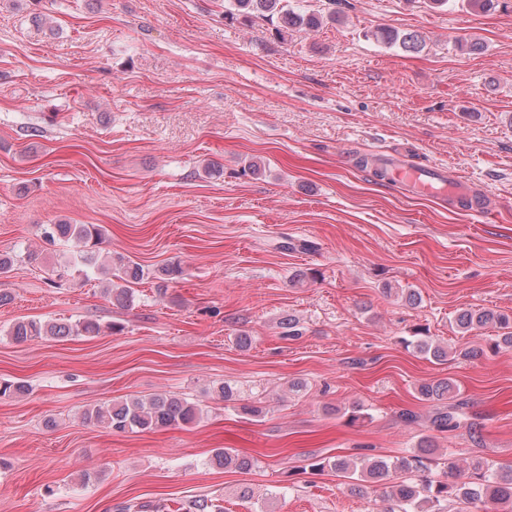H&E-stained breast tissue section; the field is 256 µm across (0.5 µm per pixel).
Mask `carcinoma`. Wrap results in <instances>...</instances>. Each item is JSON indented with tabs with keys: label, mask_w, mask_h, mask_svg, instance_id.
<instances>
[{
	"label": "carcinoma",
	"mask_w": 512,
	"mask_h": 512,
	"mask_svg": "<svg viewBox=\"0 0 512 512\" xmlns=\"http://www.w3.org/2000/svg\"><path fill=\"white\" fill-rule=\"evenodd\" d=\"M231 8L224 11V18L231 21L239 19L253 23L258 19L276 20V33L286 39L288 33L296 30H314L321 27L325 20H336V11L323 15L319 11L297 12L286 5V0H229ZM468 6L475 11H490L496 8L508 9L509 0H468ZM376 40L400 48L408 54L421 52L425 39L416 31L399 32L382 27L373 33ZM105 230L99 224H49L44 229V238L48 241L64 239L76 243V256L73 267L79 272L89 273L98 268L106 270L121 284L106 289L112 304L121 308L133 305L135 296L128 284L143 279L144 267L134 259L119 255L113 263L104 266L99 263L96 246L102 243ZM182 273L180 266L165 265L154 271L157 290L162 291L167 283ZM455 325L460 332L467 334L487 328L496 330L490 338L488 348L465 347L449 349L429 340L421 330H416L413 339L404 343L418 352L443 364L450 360L474 359L485 354V350L497 352L512 348V316L486 308H467L458 312ZM280 326L284 337L297 339L302 336L300 321L293 315L282 317ZM101 327L93 321L75 322H37L21 320L13 324L8 335L15 342H27L43 337L95 336ZM456 386L447 378L434 379L418 388L417 399L421 401H447L446 410L431 418L432 427L439 432L456 430L463 425L459 409L461 403L455 400ZM219 396L226 403H240L237 389L226 382L218 388ZM240 409L246 414L260 417L263 407L251 402L240 403ZM204 410L200 403L175 393H158L149 397H133L111 403L95 404L82 413L83 422L95 427L108 428L117 433L144 432L164 429L171 426L191 425L198 422ZM434 445L422 437L409 455L396 460L382 457H370L357 463L346 457L332 461L324 460L312 464V469L321 471L330 467L341 474L347 486L354 494L365 495L372 484L389 481L388 499L392 502L390 512H443L444 505L455 507V512H466L476 503H491L493 512H512V463L494 464L484 457H476L466 462L470 472L467 480L460 481L461 470L448 458V476L450 479L432 480L426 477L416 478V473L428 468ZM210 464L218 467L233 466L240 470L252 468L253 462L246 456H239L230 448L214 450Z\"/></svg>",
	"instance_id": "obj_1"
}]
</instances>
